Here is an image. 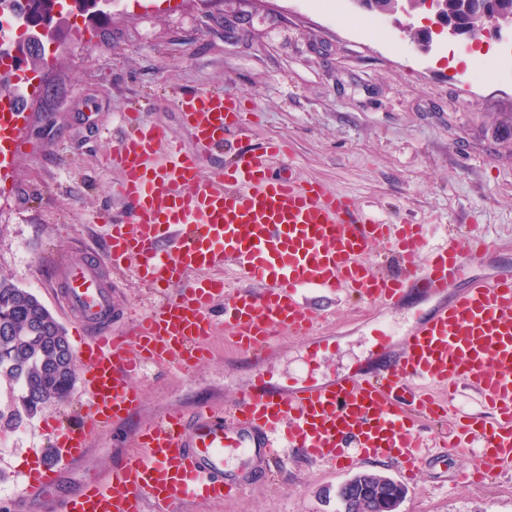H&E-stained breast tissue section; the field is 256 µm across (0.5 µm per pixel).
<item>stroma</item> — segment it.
<instances>
[{
    "label": "stroma",
    "mask_w": 512,
    "mask_h": 512,
    "mask_svg": "<svg viewBox=\"0 0 512 512\" xmlns=\"http://www.w3.org/2000/svg\"><path fill=\"white\" fill-rule=\"evenodd\" d=\"M407 22L396 14L368 29L363 11L333 0H172L158 10L116 0L110 16L85 21L60 48L47 75L60 87L56 102L28 99V145L12 191L0 195V275L31 291L79 350L84 338L61 311L46 266L103 249L100 214L127 213L119 175L105 164L125 133L124 112L141 108L188 147L175 97L199 89L241 96L251 123L248 137L204 154V175L239 147L279 139L288 151L276 169L346 193L382 221L426 225L432 243L482 236L494 250L474 275L511 270L512 42L481 44L492 75L477 81L468 45L437 38L420 52L402 31ZM324 309L323 333L335 347L315 361L303 339L286 334L257 366L225 350L219 333L213 357L188 373L151 372L136 413L92 439L82 460L60 474L58 493L127 456L120 438L143 422L232 402L259 369L273 382L343 373L371 357L373 325L404 334L430 305L411 296L391 308L342 298ZM77 410L70 398L18 427H0V483L11 487L0 494V512H16L30 448L48 447L53 429ZM479 463L474 450L424 462L398 512H512L511 470L495 468L481 487L455 484L458 470ZM272 469L274 481L258 480L239 498L196 512H339L336 491L349 472L299 455Z\"/></svg>",
    "instance_id": "1"
}]
</instances>
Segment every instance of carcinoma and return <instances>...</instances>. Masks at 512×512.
<instances>
[{
	"instance_id": "cac0c4a2",
	"label": "carcinoma",
	"mask_w": 512,
	"mask_h": 512,
	"mask_svg": "<svg viewBox=\"0 0 512 512\" xmlns=\"http://www.w3.org/2000/svg\"><path fill=\"white\" fill-rule=\"evenodd\" d=\"M465 0H446V17L475 28ZM76 378L75 357L53 314L30 291L0 276V380L17 388L13 409H0V427H17L49 405L65 401ZM342 512H373L362 507L358 491L338 493Z\"/></svg>"
}]
</instances>
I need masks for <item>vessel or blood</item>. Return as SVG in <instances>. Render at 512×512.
Listing matches in <instances>:
<instances>
[{"mask_svg":"<svg viewBox=\"0 0 512 512\" xmlns=\"http://www.w3.org/2000/svg\"><path fill=\"white\" fill-rule=\"evenodd\" d=\"M178 112L192 148L174 144L139 111L124 115L128 132L110 162L121 174L128 217L111 222L101 257L69 259L53 272L86 340L77 354L79 418L56 432L52 454L31 451L27 491L42 512H186L197 501L234 499L252 479L232 457H248L266 475L277 448L341 469L392 459L410 479L423 461L424 424L446 419L454 430L442 452L476 440L488 460L511 464L512 270L469 274L490 244L474 237L431 246L422 225L384 223L345 194L274 172L283 152L277 142L242 150L217 177H205L203 150L247 132L241 100L196 90L180 95ZM28 118L14 95H0L1 183L12 180L25 151ZM376 243L391 245L398 271L370 261ZM228 266L246 287L226 289ZM125 269L159 300L116 331L109 276ZM312 290L316 298L354 295L384 306L412 293L434 306L406 334L374 328L372 366L310 381L271 382L256 372L231 408L204 403L142 425L130 441L134 454L58 495L61 471L83 456L92 436L137 410L144 366L187 371L209 357L216 305L243 357L269 353L284 331L308 337V358L329 351V339L314 334L320 313ZM463 385L481 396L485 414L459 405Z\"/></svg>","mask_w":512,"mask_h":512,"instance_id":"1","label":"vessel or blood"}]
</instances>
